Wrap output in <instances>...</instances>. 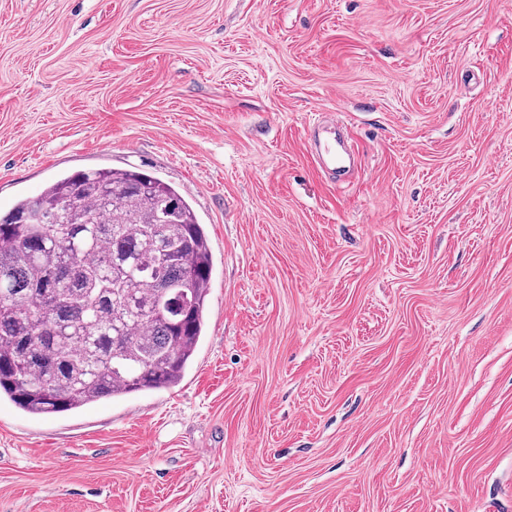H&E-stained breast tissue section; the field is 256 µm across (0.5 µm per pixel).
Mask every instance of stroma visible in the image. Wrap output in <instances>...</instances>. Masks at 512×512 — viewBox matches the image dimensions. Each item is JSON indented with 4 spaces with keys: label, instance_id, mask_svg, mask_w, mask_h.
I'll return each instance as SVG.
<instances>
[{
    "label": "stroma",
    "instance_id": "obj_1",
    "mask_svg": "<svg viewBox=\"0 0 512 512\" xmlns=\"http://www.w3.org/2000/svg\"><path fill=\"white\" fill-rule=\"evenodd\" d=\"M97 168L191 202L205 335L1 400L0 512H512V0H0V212Z\"/></svg>",
    "mask_w": 512,
    "mask_h": 512
}]
</instances>
